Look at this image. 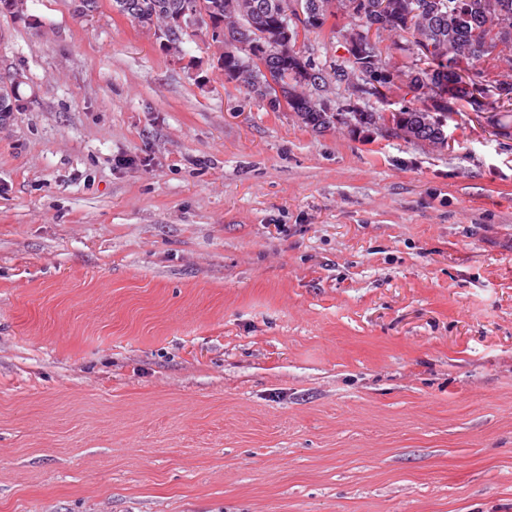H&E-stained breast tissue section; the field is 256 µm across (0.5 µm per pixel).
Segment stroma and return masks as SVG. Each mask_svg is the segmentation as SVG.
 Returning a JSON list of instances; mask_svg holds the SVG:
<instances>
[{"label": "stroma", "mask_w": 512, "mask_h": 512, "mask_svg": "<svg viewBox=\"0 0 512 512\" xmlns=\"http://www.w3.org/2000/svg\"><path fill=\"white\" fill-rule=\"evenodd\" d=\"M1 72L0 512H512V139L305 126L110 0ZM13 78L0 76V122L2 124L18 106L19 86Z\"/></svg>", "instance_id": "1"}]
</instances>
